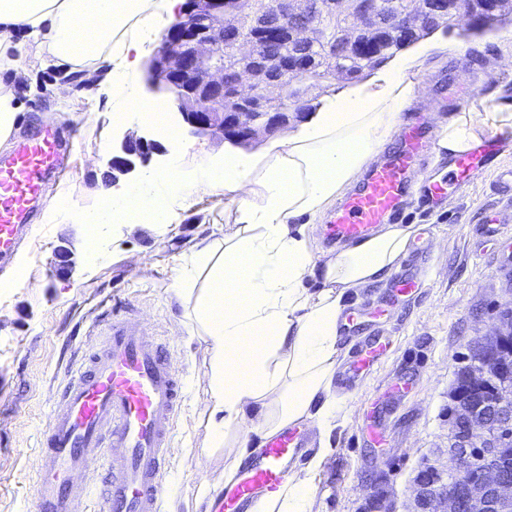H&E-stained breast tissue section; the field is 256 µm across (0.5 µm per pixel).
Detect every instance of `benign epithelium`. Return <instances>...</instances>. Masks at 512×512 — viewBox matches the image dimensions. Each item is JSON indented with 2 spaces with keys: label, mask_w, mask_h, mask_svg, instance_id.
Instances as JSON below:
<instances>
[{
  "label": "benign epithelium",
  "mask_w": 512,
  "mask_h": 512,
  "mask_svg": "<svg viewBox=\"0 0 512 512\" xmlns=\"http://www.w3.org/2000/svg\"><path fill=\"white\" fill-rule=\"evenodd\" d=\"M428 15L408 12L405 23L398 28L400 36L412 40L418 33L435 24L452 21L467 30L483 25L487 15L498 16L500 0H434ZM307 0H246L243 11L224 7V0H185L177 21L160 37L148 60L144 82L150 95L169 98L182 121L195 135H210L236 146L247 147L254 141L288 128L292 118L306 117L299 100L288 96L293 84L306 76L298 68L281 70L273 81L267 69L273 60H261L262 48L252 40L226 38L234 26L252 27L274 36L279 29H293L300 38L307 37L315 22L305 8ZM379 0H352L351 11L367 23L381 11ZM240 60L235 77V92L224 94V48ZM167 153L166 147L149 136L133 132L124 135L120 149L113 155V170L126 175L146 166L155 155ZM495 371L494 361L487 358L473 362L468 379L481 388ZM499 433L512 432V393L501 391L466 413L455 430V445L448 449V473L464 485L467 506L474 512H512V472L479 457V449L471 442L492 439L490 426ZM480 465V478L469 479L468 465ZM417 497L426 505V512H463L462 499L439 489L426 472L417 478Z\"/></svg>",
  "instance_id": "1"
}]
</instances>
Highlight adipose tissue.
I'll list each match as a JSON object with an SVG mask.
<instances>
[{"mask_svg": "<svg viewBox=\"0 0 512 512\" xmlns=\"http://www.w3.org/2000/svg\"><path fill=\"white\" fill-rule=\"evenodd\" d=\"M179 0H0V66L10 81L25 78L29 62L18 32L41 40L58 63L105 62L113 112L149 113L138 91L144 45L156 36ZM423 44L394 57L379 75L325 100L284 141L259 153L228 154L223 166L198 157L192 177L179 168L159 176L149 199L113 203L111 216L88 223H139L144 213L167 223L175 200L190 201L224 189L236 203L239 228L224 242H201L193 255L206 283L195 297L194 330L209 357L206 451L223 447L230 431L257 418L255 435L309 421L331 433L345 409L333 391L340 353L339 321L349 291L385 282L405 256L414 227L383 225L370 238L335 256L316 255L306 225L326 212L390 143L404 110L418 94L415 73ZM474 112L440 123L439 151L460 154L477 138ZM316 453L272 505L256 512H309Z\"/></svg>", "mask_w": 512, "mask_h": 512, "instance_id": "1", "label": "adipose tissue"}]
</instances>
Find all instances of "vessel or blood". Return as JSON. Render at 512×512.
Returning <instances> with one entry per match:
<instances>
[{
  "mask_svg": "<svg viewBox=\"0 0 512 512\" xmlns=\"http://www.w3.org/2000/svg\"><path fill=\"white\" fill-rule=\"evenodd\" d=\"M396 136L399 148L372 164L358 190L332 212L324 227L328 241L360 242L379 225L400 222L410 177L422 157L435 153L436 144L419 117ZM72 145L65 126L48 122L15 138L9 153L0 156V268L12 264L22 241L36 229L33 203L65 176ZM505 145L503 138L484 137L469 151L449 157L445 178L421 181L420 199L440 204L449 191H466L491 169L496 172L495 191L512 199V167L495 165ZM417 286L411 270H403L375 316L387 315ZM100 325L101 332L85 336L82 362L61 389L40 435L35 512H163L183 376L167 345L130 304H111ZM388 349L386 337L365 338L338 374L340 387L354 391ZM311 446L304 425L268 436L259 455L220 486L208 512H253L259 500H272L287 483L291 463ZM95 480L100 490H93Z\"/></svg>",
  "mask_w": 512,
  "mask_h": 512,
  "instance_id": "b4317fda",
  "label": "vessel or blood"
}]
</instances>
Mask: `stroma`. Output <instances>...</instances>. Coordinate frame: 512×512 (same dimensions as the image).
Returning <instances> with one entry per match:
<instances>
[{
  "instance_id": "obj_1",
  "label": "stroma",
  "mask_w": 512,
  "mask_h": 512,
  "mask_svg": "<svg viewBox=\"0 0 512 512\" xmlns=\"http://www.w3.org/2000/svg\"><path fill=\"white\" fill-rule=\"evenodd\" d=\"M437 36L453 50L423 62L412 110L442 98L451 114L512 96V41L503 40L500 31L463 37L454 27ZM24 48L33 69L14 88L20 126L37 127L53 109L76 136L69 175L42 199L49 220L17 256L23 278L0 271V512H34L39 435L58 389L77 366L82 336L97 327L110 298L138 308L183 372L186 399L175 424L165 512H203L200 484L218 487L238 447L228 441L213 451L208 469H201L208 354L202 337L190 332L193 299H179L175 292L196 244L234 232L236 204L218 190L189 205L175 202L166 224H104L95 252L85 218L143 192L150 177L171 166L193 175L199 154L223 160L225 145L191 134L171 101L149 98V105H161L175 131L162 139L167 152L109 187L117 141L129 131L152 134L153 126L135 115L115 121L106 69L58 64L47 46L30 39ZM493 180L485 173L435 211L409 203L405 223L433 230L431 252L417 264L425 285L379 321L393 352L361 388L347 394L342 424L330 435H314L315 449L329 454L314 474L310 512H421L414 492L418 473L447 465L449 394L456 374L470 363L474 345L492 335L503 310L512 307V200L495 193ZM492 219L500 222L498 235L480 237V224ZM393 389L398 396L382 425L384 442L370 447L361 431L365 405Z\"/></svg>"
}]
</instances>
